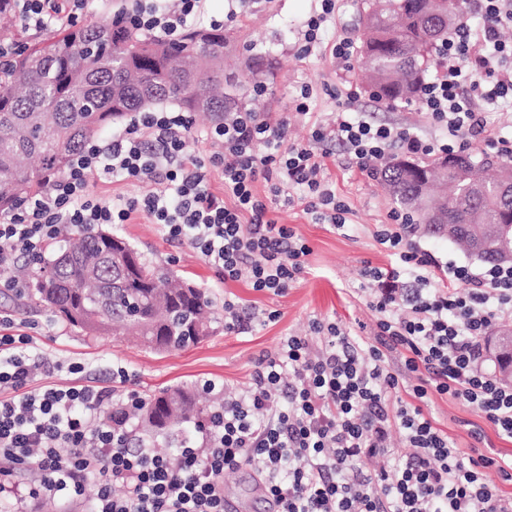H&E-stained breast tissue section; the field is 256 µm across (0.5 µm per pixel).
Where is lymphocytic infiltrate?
Here are the masks:
<instances>
[{"instance_id": "obj_1", "label": "lymphocytic infiltrate", "mask_w": 512, "mask_h": 512, "mask_svg": "<svg viewBox=\"0 0 512 512\" xmlns=\"http://www.w3.org/2000/svg\"><path fill=\"white\" fill-rule=\"evenodd\" d=\"M92 0H11L24 28L74 25ZM470 19L449 32L425 84L421 109L445 129L424 142L408 129L374 125L337 112L315 127L309 144L287 141L288 123L249 110L225 113L212 127L208 159L190 152L198 131L188 112H136L118 133L89 142L49 191L0 217V288L15 289L23 256H38L64 227L124 224L141 214L167 241H190L225 280H244L257 292L281 294L306 270L309 247L291 227L268 218L255 192L264 179L274 196L293 203L303 189L304 211L340 229L344 206L326 175L319 144L342 145L366 175L393 146L413 153H460L481 138L512 157V136L488 123L491 110L512 106V0H469ZM203 11V0H131L126 20L174 39ZM224 175L223 193L209 187L211 169ZM106 171L125 180L167 184L140 198H91L90 176ZM377 233L396 262L365 268L368 304L377 314L374 342L341 325L313 324L324 344L289 335L260 359L251 385L225 399L201 425V438L177 458L131 446V415L144 404L134 391L59 385L61 365L30 354L28 335L13 333V314L0 310V500L31 512L44 500L79 498L97 488L93 512H225L224 474L253 470L277 512H512L499 482H512V461L462 452L422 411L430 393L467 403L499 436L512 439V384L483 368V338L512 319V267L476 272L421 251L404 214ZM407 316H398L399 308ZM399 352L401 370L385 362ZM49 382L27 385L33 371ZM398 430L406 451L388 446ZM378 457L375 472L357 460ZM26 465L37 481L23 487L12 469Z\"/></svg>"}]
</instances>
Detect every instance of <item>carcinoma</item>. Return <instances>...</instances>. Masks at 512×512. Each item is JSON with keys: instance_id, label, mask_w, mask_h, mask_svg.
Instances as JSON below:
<instances>
[{"instance_id": "obj_1", "label": "carcinoma", "mask_w": 512, "mask_h": 512, "mask_svg": "<svg viewBox=\"0 0 512 512\" xmlns=\"http://www.w3.org/2000/svg\"><path fill=\"white\" fill-rule=\"evenodd\" d=\"M465 2L363 0L360 53L369 96L390 107L417 102L434 50L464 19ZM0 41L17 46L10 63L0 66V216L48 191L74 154L131 112L166 102L193 112L191 84L207 95L204 111L219 119L226 109L221 29L200 27L169 42L115 17L40 39L1 27ZM454 165L472 188H462L452 172H435L430 208L439 223L458 227L448 241L463 248L464 236L496 228L478 255L495 262L512 250V223L498 208L499 189L492 182L512 183V161L464 155ZM377 176L410 206L417 185L399 159L388 157ZM19 281L30 299L81 332L97 336L119 328L148 348L159 336L165 350L185 349L199 343L193 324L212 322L204 292L147 264L124 237L90 225L66 237L50 256L31 260ZM195 415L191 388L181 385L150 396L142 419L146 429L163 435Z\"/></svg>"}]
</instances>
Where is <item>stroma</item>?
<instances>
[{"label": "stroma", "instance_id": "obj_1", "mask_svg": "<svg viewBox=\"0 0 512 512\" xmlns=\"http://www.w3.org/2000/svg\"><path fill=\"white\" fill-rule=\"evenodd\" d=\"M360 0H338L336 13L321 34L318 45L306 48L300 36L316 0H246L240 18L225 24L231 36L224 59L225 70L241 71L247 58L264 56L274 66L264 82L263 95H250L244 106L263 115L288 120V141L308 143L315 126L337 112L347 88L358 91L350 109L377 125L411 129L423 139H439V126L414 106L387 108L361 92L360 59L342 68L331 54L337 38L357 39ZM312 88L308 114L296 110L303 88ZM327 175L338 200L347 208L346 225L337 230L317 224L303 211V203L285 207L274 200L264 180L256 193L265 199L270 218L290 226L310 248L305 274L280 295L252 290L243 281H223L189 244L168 242L156 225L141 215L129 223L111 225L112 233L126 238L153 264L163 266L200 288L223 310L225 298L238 302L249 319L242 328L218 327L199 344L184 350L158 353L127 337L105 334L88 336L71 328L49 309L24 299L0 296V307L14 312L19 330L33 337L37 350L64 363H81V383L112 387L115 393L137 391L149 396L162 388L186 385L198 391L208 409L222 403L225 394L246 390L259 360L274 354L286 335L307 337L311 348H321L322 336L312 332V322H336L360 339L373 341L376 313L360 289L365 267L387 268L395 259L381 245L376 232L399 204L374 177L348 165L342 147L332 149ZM124 367L126 382L112 378L114 367ZM214 391H205L206 381ZM425 417L447 433L461 451L479 450L491 457H512V440L500 438L490 424L467 404L437 394L423 406ZM224 493L234 499L239 512H272L271 502L254 472L242 468L226 472Z\"/></svg>", "mask_w": 512, "mask_h": 512}]
</instances>
